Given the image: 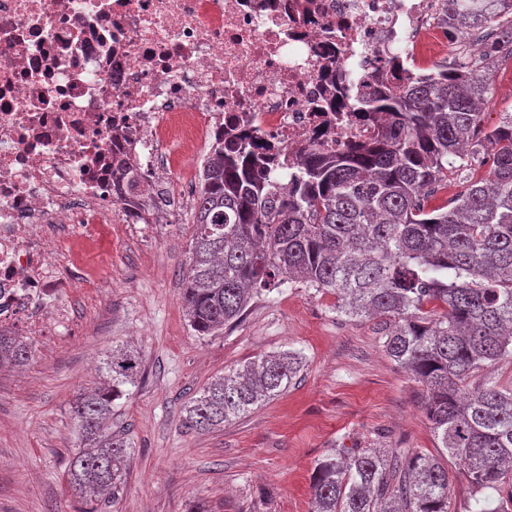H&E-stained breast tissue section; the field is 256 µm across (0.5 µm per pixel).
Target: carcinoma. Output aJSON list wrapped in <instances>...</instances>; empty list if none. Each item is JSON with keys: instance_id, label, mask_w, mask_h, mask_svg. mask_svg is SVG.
<instances>
[{"instance_id": "obj_1", "label": "carcinoma", "mask_w": 512, "mask_h": 512, "mask_svg": "<svg viewBox=\"0 0 512 512\" xmlns=\"http://www.w3.org/2000/svg\"><path fill=\"white\" fill-rule=\"evenodd\" d=\"M458 34L496 26L489 58L512 47V0H443ZM487 82L474 68L438 70L385 86L355 105L376 134L337 154L309 150L288 170L262 148L211 142L198 176L183 301L191 328L213 336L238 321L256 290L277 281L336 294V312L378 320L382 348L423 387L441 453L476 492L493 490L512 512V389L476 370L512 358V112L484 125ZM490 156L489 177L431 208L425 191L470 156ZM288 172V183L278 177ZM124 198L136 175L113 179ZM33 346L0 333V370L27 364ZM300 353L258 356L213 378L184 406V424L210 431L281 395ZM103 385L71 406L79 451L70 484L83 495L118 493L129 473L125 438L110 431L112 402L133 386L139 355L114 349ZM311 512H449V479L421 448H331L314 465Z\"/></svg>"}]
</instances>
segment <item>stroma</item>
Segmentation results:
<instances>
[{
  "mask_svg": "<svg viewBox=\"0 0 512 512\" xmlns=\"http://www.w3.org/2000/svg\"><path fill=\"white\" fill-rule=\"evenodd\" d=\"M486 77L492 127L512 111V61ZM192 213L188 201L164 224H113L62 296L65 321L44 326L22 373L0 377V512H91L67 488L79 449L71 405L101 385V364L123 345L142 367L112 405L131 462L108 512H185L193 501L206 512H310L314 462L332 445L434 451L420 385L383 351L372 320L337 314L333 293L286 283L256 294L220 335H196L181 299ZM286 349L304 358L296 384L224 428L184 426L183 406L212 378ZM448 476L451 512H495V492L475 494L457 466Z\"/></svg>",
  "mask_w": 512,
  "mask_h": 512,
  "instance_id": "35a3bbf8",
  "label": "stroma"
}]
</instances>
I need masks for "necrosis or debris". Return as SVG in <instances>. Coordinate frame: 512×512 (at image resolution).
<instances>
[{
	"label": "necrosis or debris",
	"mask_w": 512,
	"mask_h": 512,
	"mask_svg": "<svg viewBox=\"0 0 512 512\" xmlns=\"http://www.w3.org/2000/svg\"><path fill=\"white\" fill-rule=\"evenodd\" d=\"M442 17L441 0H0V329L60 315L56 225L162 223L172 147L220 133L296 163L369 141L360 97L480 52ZM118 157L152 211L113 196Z\"/></svg>",
	"instance_id": "4bbe7bcc"
}]
</instances>
